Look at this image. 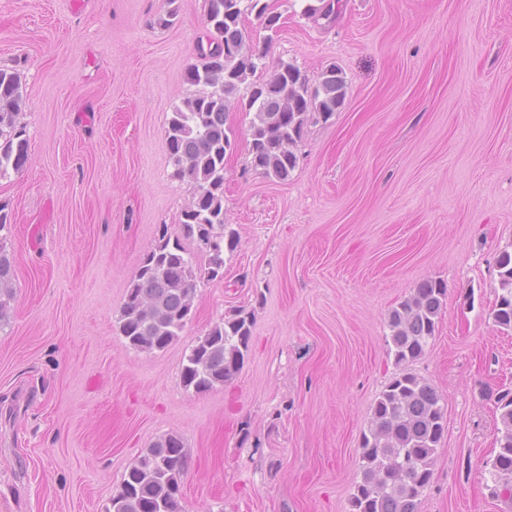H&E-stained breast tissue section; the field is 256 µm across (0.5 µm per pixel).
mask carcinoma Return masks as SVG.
<instances>
[{"label": "carcinoma", "mask_w": 512, "mask_h": 512, "mask_svg": "<svg viewBox=\"0 0 512 512\" xmlns=\"http://www.w3.org/2000/svg\"><path fill=\"white\" fill-rule=\"evenodd\" d=\"M338 3L308 0L303 14L330 24ZM249 13L268 31L261 46L244 27L243 18ZM276 21V16L265 15L262 0H208L210 36L198 45L203 64L186 74L196 91L174 108L165 131L172 177L194 185L180 232L207 254L208 268L199 270L195 253L162 231L131 279L120 308V332L136 349L160 350L180 336L190 322L198 273L209 280L223 278L224 250L236 246L237 236L226 232L224 220V160L232 134L226 121L232 100L254 111L250 166L267 178L284 180L297 165L296 147L308 123L328 120L345 99L346 81L334 67L322 71L313 85L298 67L281 61L268 77L247 83L267 68ZM245 83L247 95L240 98ZM22 103L20 74L0 68V178L21 172L29 161L20 122ZM7 220L8 215L0 213V332L10 324L7 304L15 280ZM498 269L501 294L492 315L497 326L512 330V252L500 253ZM446 295L444 282L427 279L391 310L386 342L396 364L412 362L425 352ZM252 328V318L241 312L215 323L184 355V388L202 393L232 380L248 356ZM446 407L434 385L410 372L399 373L381 391L359 446L360 480L351 493L352 512H419L446 432ZM497 411L498 450L489 476L495 496L512 499L508 394L498 397ZM187 470L182 438L167 435L124 474L106 512H183L181 484Z\"/></svg>", "instance_id": "1"}]
</instances>
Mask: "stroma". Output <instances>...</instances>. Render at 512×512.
<instances>
[{
    "mask_svg": "<svg viewBox=\"0 0 512 512\" xmlns=\"http://www.w3.org/2000/svg\"><path fill=\"white\" fill-rule=\"evenodd\" d=\"M266 59L347 94L308 125L288 178L250 167L235 107L223 278L196 282L170 346L133 348L126 288L192 196L172 179L167 119L194 88L207 0H0V67L17 69L30 161L0 179L16 288L0 332V512H104L157 440L189 454L185 512H352L373 403L398 373L389 312L422 280L447 286L408 369L447 401L420 512H512L483 466L512 393V331L492 318L512 251V0H341L323 28L269 0ZM253 318L228 383L185 390L183 358L224 316Z\"/></svg>",
    "mask_w": 512,
    "mask_h": 512,
    "instance_id": "stroma-1",
    "label": "stroma"
}]
</instances>
